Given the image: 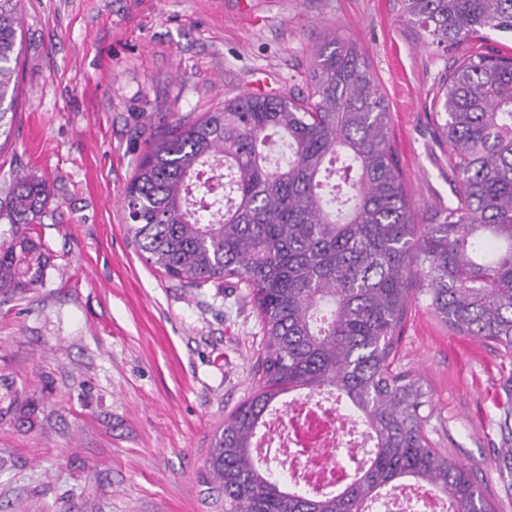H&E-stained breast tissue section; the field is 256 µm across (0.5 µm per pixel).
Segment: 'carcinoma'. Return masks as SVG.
I'll list each match as a JSON object with an SVG mask.
<instances>
[{"mask_svg": "<svg viewBox=\"0 0 512 512\" xmlns=\"http://www.w3.org/2000/svg\"><path fill=\"white\" fill-rule=\"evenodd\" d=\"M20 0H0V137L9 133ZM407 22L457 46L512 33V0H401ZM305 103L244 95L149 137L125 192L129 232L163 274L199 286L234 279L263 323L259 382L212 440L203 483L221 512H361L411 477L452 512H492L469 471L425 435L426 394L393 367L410 306L423 298L455 332L512 351V57L471 50L433 91L434 142L454 200L420 216L395 159L389 109L365 54L333 38L309 71ZM288 164L272 168V135ZM220 161L224 191L200 181ZM48 184L17 179L15 227L0 244V293L39 285L48 252L31 232ZM334 389L373 438L343 489L293 491L253 458V436L281 396Z\"/></svg>", "mask_w": 512, "mask_h": 512, "instance_id": "carcinoma-1", "label": "carcinoma"}]
</instances>
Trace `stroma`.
I'll return each mask as SVG.
<instances>
[{"label":"stroma","mask_w":512,"mask_h":512,"mask_svg":"<svg viewBox=\"0 0 512 512\" xmlns=\"http://www.w3.org/2000/svg\"><path fill=\"white\" fill-rule=\"evenodd\" d=\"M329 34L357 43L386 95L409 201L448 202L432 90L467 47L428 44L399 0H21L0 200L21 176L48 180L32 231L50 265L0 294V512H217L200 475L258 385L261 319L236 281L158 272L123 198L151 133L248 93L306 98ZM396 364L423 386L432 447L512 512V354L421 300ZM17 400L34 408L22 426Z\"/></svg>","instance_id":"obj_1"}]
</instances>
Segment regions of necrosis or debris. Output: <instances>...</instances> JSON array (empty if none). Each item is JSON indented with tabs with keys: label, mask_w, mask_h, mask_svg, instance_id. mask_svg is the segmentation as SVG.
I'll list each match as a JSON object with an SVG mask.
<instances>
[{
	"label": "necrosis or debris",
	"mask_w": 512,
	"mask_h": 512,
	"mask_svg": "<svg viewBox=\"0 0 512 512\" xmlns=\"http://www.w3.org/2000/svg\"><path fill=\"white\" fill-rule=\"evenodd\" d=\"M368 442V432L348 419L335 390L327 389L277 405L255 434L253 448L260 467L287 474L290 484L308 494L322 495L347 484L365 465L360 450ZM336 448L346 449V462L335 461ZM362 512H450V503L445 495L412 480L365 501Z\"/></svg>",
	"instance_id": "obj_1"
}]
</instances>
